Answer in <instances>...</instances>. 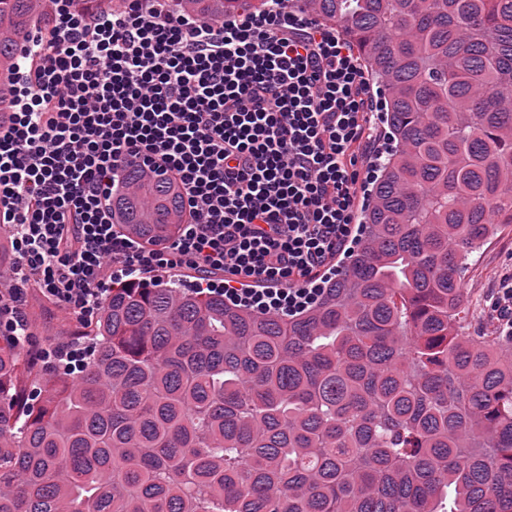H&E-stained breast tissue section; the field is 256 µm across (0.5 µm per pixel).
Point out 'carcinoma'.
Returning <instances> with one entry per match:
<instances>
[{
  "label": "carcinoma",
  "instance_id": "cac0c4a2",
  "mask_svg": "<svg viewBox=\"0 0 512 512\" xmlns=\"http://www.w3.org/2000/svg\"><path fill=\"white\" fill-rule=\"evenodd\" d=\"M306 2L385 94L357 251L294 318L120 281L76 376L0 336V512H512V344L459 320L470 255L512 224V0ZM48 16L0 0V99ZM112 208L148 245L185 219L176 185L136 168Z\"/></svg>",
  "mask_w": 512,
  "mask_h": 512
}]
</instances>
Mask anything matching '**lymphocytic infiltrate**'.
Segmentation results:
<instances>
[{"mask_svg":"<svg viewBox=\"0 0 512 512\" xmlns=\"http://www.w3.org/2000/svg\"><path fill=\"white\" fill-rule=\"evenodd\" d=\"M53 0L49 34L0 123V226L15 254L0 289V335L29 339L26 287L93 321L113 268L184 267L221 281L227 303L294 317L352 252L355 215L379 159V108L362 59L296 0L208 21L168 0L92 14ZM140 166L181 187L187 219L147 245L119 231L112 198ZM487 316L512 336V271Z\"/></svg>","mask_w":512,"mask_h":512,"instance_id":"1","label":"lymphocytic infiltrate"}]
</instances>
